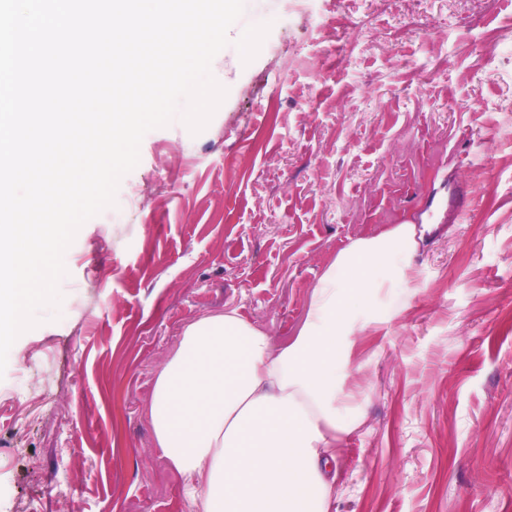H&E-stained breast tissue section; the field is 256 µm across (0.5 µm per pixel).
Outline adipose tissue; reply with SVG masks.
I'll list each match as a JSON object with an SVG mask.
<instances>
[{
    "mask_svg": "<svg viewBox=\"0 0 512 512\" xmlns=\"http://www.w3.org/2000/svg\"><path fill=\"white\" fill-rule=\"evenodd\" d=\"M402 223L341 250L316 282L306 319L273 344L237 311L189 323L156 375V448L196 512H330L336 443L357 426L348 385L353 337L416 281L423 240Z\"/></svg>",
    "mask_w": 512,
    "mask_h": 512,
    "instance_id": "ef3b65f1",
    "label": "adipose tissue"
}]
</instances>
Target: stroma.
<instances>
[{"instance_id":"obj_1","label":"stroma","mask_w":512,"mask_h":512,"mask_svg":"<svg viewBox=\"0 0 512 512\" xmlns=\"http://www.w3.org/2000/svg\"><path fill=\"white\" fill-rule=\"evenodd\" d=\"M206 128L149 131L0 374V512H195L153 443L183 328L295 336L327 263L412 213L417 285L355 338L332 512H512V0H245Z\"/></svg>"}]
</instances>
